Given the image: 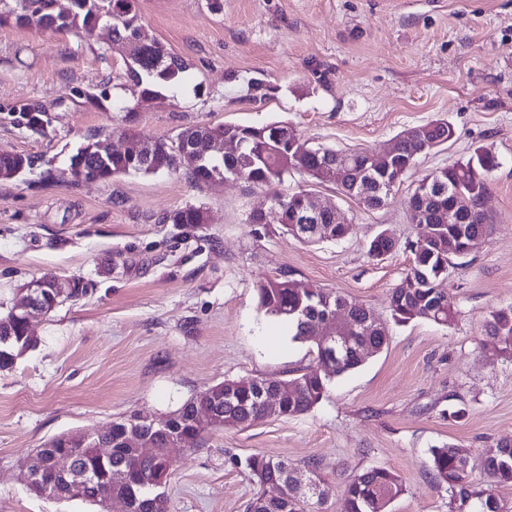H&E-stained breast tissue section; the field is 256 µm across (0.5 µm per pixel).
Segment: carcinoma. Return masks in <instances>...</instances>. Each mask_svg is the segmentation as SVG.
Wrapping results in <instances>:
<instances>
[{
  "instance_id": "obj_1",
  "label": "carcinoma",
  "mask_w": 512,
  "mask_h": 512,
  "mask_svg": "<svg viewBox=\"0 0 512 512\" xmlns=\"http://www.w3.org/2000/svg\"><path fill=\"white\" fill-rule=\"evenodd\" d=\"M40 14L42 27L58 33L75 34L95 25L111 27V45L129 50L132 65L128 66V78L141 87L144 96L160 92L162 88L174 89L186 71L185 61L172 53L163 43L150 40L137 46L128 43L140 30L134 0H74L69 21L55 26V11L50 9L53 0H26ZM15 0H0V26H26L22 11L16 10ZM238 139L243 149L236 155H227L216 148L224 138ZM203 139L202 149L207 151L200 164L192 169L197 185H206L224 177L238 178L251 187L269 188L283 182L284 177L296 171L301 162L309 172L306 176L316 182L321 179L313 169L327 159H340L354 171L352 183L340 187L346 196L367 209H379L385 205L389 192L406 175V157L414 146L402 141L392 163L387 179L377 180L368 173L369 164L362 150L339 151L332 148L310 147L298 143L289 151L288 129L284 122H274L262 127L224 124L215 127H189L178 134L177 140ZM147 152L133 157L112 149L104 157H96L82 148L71 160V171L82 169L87 177L107 181L126 174H150L177 167L178 154L174 144L158 137L146 141ZM30 165L28 158L20 154H0V169L21 172ZM497 166L495 155L484 147L465 163L446 167L448 177L443 179L448 192V222L445 224L428 217L425 231L412 246L413 262L405 280H414L416 287H398L388 297L389 310L397 323H409L425 319L440 325L451 324L457 315L448 296L446 283L448 269L456 259L453 234L455 218H468L464 230L478 248L489 233L484 222L480 203L488 190L487 173ZM174 224H203L204 212L194 206L174 213ZM296 279L282 272L257 282L256 292L261 307L271 316L282 319L293 330V338L304 339L310 335L323 313L343 308L356 324L354 341L340 360L331 365L323 364L322 350H317L315 365L294 378V393L281 403L279 415L297 417L310 412L326 396L333 377L353 370L363 364L361 349L372 345L380 349L385 336L367 322L369 308L351 302L333 292H321L317 288H297ZM489 335L496 344V353L512 357V306L499 308L490 314L486 324ZM278 385V378L264 377L237 381V397L222 402L217 412L224 418H235L241 425H251L267 418L261 393H270ZM209 402L205 392L186 400L177 410L175 428L186 436L191 448L201 443V433L191 425L196 406ZM127 418L112 421V427L96 435V439L112 444V458L99 457L92 448H79L73 452L75 473L84 479L59 482L49 497L56 500H83L103 505L105 496L125 488L126 481L139 482L137 502L126 504L127 512H168L167 482L159 479V473L167 471L163 451L153 458H137L131 448L120 441L121 428ZM434 484L448 492L449 504H459L465 512H503L506 505L497 496V488L512 486V444L501 443L490 448L485 456V470L489 478L487 487L476 488L468 481L466 458L450 445L430 450ZM245 467L254 478L262 473L280 486V495L267 498L259 495L250 500L246 512H320L324 501L306 496L293 481V470L279 459L263 454L247 458ZM403 492L401 479L385 468H371L354 475L346 484L338 512H390L391 503Z\"/></svg>"
}]
</instances>
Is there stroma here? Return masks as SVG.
Instances as JSON below:
<instances>
[{"mask_svg": "<svg viewBox=\"0 0 512 512\" xmlns=\"http://www.w3.org/2000/svg\"><path fill=\"white\" fill-rule=\"evenodd\" d=\"M135 9L187 65L158 97H141L102 31L0 26V153L30 160L0 180V307L45 275L89 285L36 320L37 346L0 370V512H100L21 481V463L59 434L96 433L134 413L161 418L227 379L303 373L315 340L294 339L255 291L280 272L370 308L389 343L335 377L307 414L207 428L199 447L174 450L169 512H245L261 490L244 467L257 453L300 477L316 467L328 482L322 512H336L351 477L373 467L402 481L391 512H449L431 448H460L481 486L486 449L512 442V358L495 356L486 331L491 312L512 305V0H135ZM441 120L455 138L418 154L382 208L298 175L278 184L341 210L348 233L319 244L248 223L267 190L197 186L184 162L108 181L70 175L82 147L124 131L132 143L173 142L192 126L285 121L309 146L374 150ZM481 146L498 161L483 201L491 228L448 270L456 319L396 323L388 296L420 233L411 194ZM189 206L205 223H171ZM384 230L398 247L371 257ZM457 406L465 416L449 419Z\"/></svg>", "mask_w": 512, "mask_h": 512, "instance_id": "stroma-1", "label": "stroma"}]
</instances>
